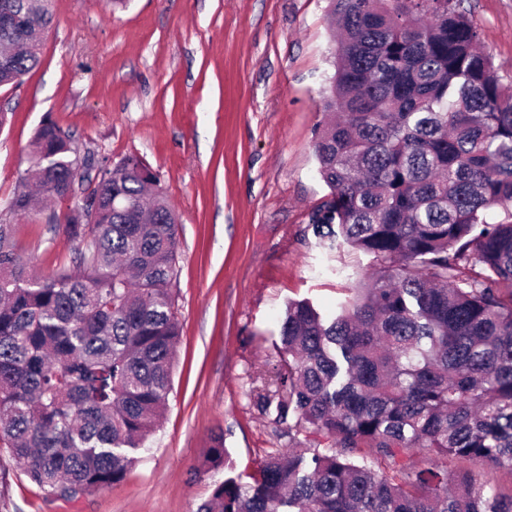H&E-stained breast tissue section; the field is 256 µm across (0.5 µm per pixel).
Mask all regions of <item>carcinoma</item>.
<instances>
[{
    "mask_svg": "<svg viewBox=\"0 0 512 512\" xmlns=\"http://www.w3.org/2000/svg\"><path fill=\"white\" fill-rule=\"evenodd\" d=\"M52 19L51 0H0V86L38 65ZM330 23L314 142L330 195L309 227L377 268L330 317L288 303L275 390L255 406L289 448L243 476L213 435L220 478L196 512H512L484 481L512 473V86L464 0H330ZM89 166L42 123L13 208L73 198ZM94 182L76 207L89 223L63 228L78 250L49 276L0 224V446L65 502L124 478L167 407L180 336L179 224L157 173L129 155ZM419 448L461 466L417 469Z\"/></svg>",
    "mask_w": 512,
    "mask_h": 512,
    "instance_id": "carcinoma-1",
    "label": "carcinoma"
}]
</instances>
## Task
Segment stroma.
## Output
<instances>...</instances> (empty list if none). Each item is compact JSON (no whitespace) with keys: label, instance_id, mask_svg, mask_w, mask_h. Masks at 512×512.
<instances>
[{"label":"stroma","instance_id":"stroma-1","mask_svg":"<svg viewBox=\"0 0 512 512\" xmlns=\"http://www.w3.org/2000/svg\"><path fill=\"white\" fill-rule=\"evenodd\" d=\"M468 18L503 84H512V0H468ZM328 0H53L38 66L0 87V201L30 165L47 120L79 155H136L160 177L179 223L181 327L168 407L118 483L66 503L0 449V512H195L212 491L204 457L216 432L236 472L287 448L254 405L279 355L289 301L335 312L372 259L321 248L307 224L330 190L314 152L333 74ZM69 204L14 225L38 275L77 248Z\"/></svg>","mask_w":512,"mask_h":512}]
</instances>
